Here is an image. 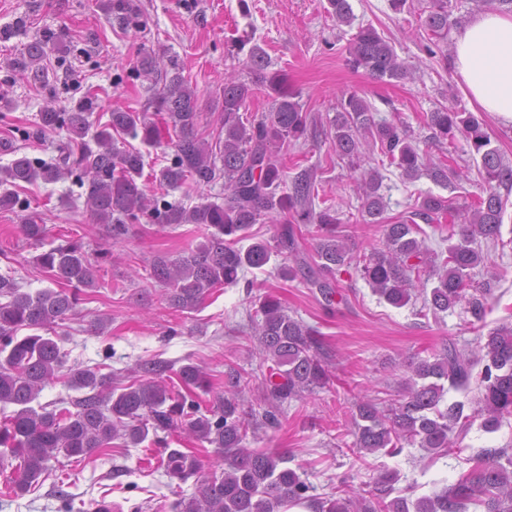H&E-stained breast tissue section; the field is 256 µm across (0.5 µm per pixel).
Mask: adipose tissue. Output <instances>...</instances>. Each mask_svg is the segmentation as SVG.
<instances>
[{"label": "adipose tissue", "mask_w": 512, "mask_h": 512, "mask_svg": "<svg viewBox=\"0 0 512 512\" xmlns=\"http://www.w3.org/2000/svg\"><path fill=\"white\" fill-rule=\"evenodd\" d=\"M453 66L466 94L512 124V17L487 11L455 38Z\"/></svg>", "instance_id": "ef3b65f1"}]
</instances>
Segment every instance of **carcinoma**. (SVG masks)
I'll return each instance as SVG.
<instances>
[{"label": "carcinoma", "mask_w": 512, "mask_h": 512, "mask_svg": "<svg viewBox=\"0 0 512 512\" xmlns=\"http://www.w3.org/2000/svg\"><path fill=\"white\" fill-rule=\"evenodd\" d=\"M339 25H351L349 0H328ZM454 0H428L421 19L435 38L438 50H429L448 64L439 42H448ZM66 30L47 28L27 43L16 61L21 72L37 71L49 51L64 47ZM347 65L362 69L381 82L408 78L409 67L371 25L358 27L347 47ZM249 64L273 100L272 110L260 117H246L252 84L234 77L224 80L221 93V133L210 140L200 132L203 120L196 90L177 64L162 65L152 51L143 50L136 70L149 81L145 109H114L104 123L91 120L98 93L87 90L69 112L46 106L39 112V128L67 132L69 142L58 146L57 158L38 162L20 155L0 168V209L23 208L18 190L25 184L57 183L76 175L84 188L85 206L93 223L112 228V243L126 232V225L146 219L150 224H195L203 237L177 259L156 255L146 270L149 278L166 288L168 306L193 311L218 288L236 286L249 269H260L274 252L293 261L278 269L285 281L300 279L319 294L326 309L345 302L336 276L353 268L388 303L403 307L422 300L420 315L438 316L463 303L473 323L486 314L491 289L468 294L471 270L485 261L474 247L478 238L499 240L505 200L512 192V165L505 163L481 119L471 112L441 106L427 113L431 139L440 144L461 136L472 155L479 157L481 193L469 203L433 193L420 195L413 210L396 221L385 217L386 202L380 193L382 176L372 170L358 179L362 195L361 218L382 225V243L370 252L355 253L349 239L339 234L343 223L327 200L320 199L319 182L309 169L297 172L288 185L278 150L307 140L316 122L303 110L300 95L288 84V75L266 72L262 52L253 49ZM336 157L349 169L360 168L365 152L375 151L388 165L408 179L422 170L444 187L463 173L445 159H432L409 141L400 121L378 120L368 102L356 93L337 100L330 120ZM130 134L146 147L167 140L175 152L171 164L153 172L161 189L185 184L208 187L224 179V203L186 207L147 192L140 182L144 171L141 152L119 145L117 135ZM91 137L92 144L84 142ZM269 219L275 224L273 242L256 241L247 247L252 225ZM427 224L448 222L458 240L445 251L428 247L417 220ZM20 232L39 242L45 227L32 215L22 217ZM309 247L302 246L303 233ZM37 265L55 284L35 294L0 276V468H10L8 492L22 497L41 485L59 457L86 459L122 439L136 448L146 441L167 445L179 432L213 447L214 464L205 468L193 452L173 448L161 460L165 474L181 483L194 479V491L181 496L174 512H287L306 505L315 512H512V450L486 448L473 467L456 483L431 496L411 499L394 495L396 474L377 468L372 485L359 496L350 495L346 482L324 496L312 494L313 486L301 466H289L286 450L252 448L250 441L263 427L280 425L284 403L324 389L330 370L319 331L289 315L281 302L269 295L258 301L254 332L259 354L266 363L261 381L266 409L257 415L241 407L240 393L250 379L238 370L229 373L234 392L216 396L202 407L196 390H207L204 371L188 363L175 371L180 389L164 379L134 378L124 385H110L101 367H66L65 354L56 341V329L77 315L85 290L96 287L97 265L82 245L66 240L35 257ZM436 284L427 288L430 280ZM20 329L33 333L18 337ZM482 366L473 379L476 366ZM405 393L394 403L362 401L352 412L354 447L369 454L394 455L402 443H419L438 456L465 436L475 420L487 432L512 417V323L485 336L477 349L446 345L429 358L408 361ZM64 380L72 390H88L82 397L40 403L47 385ZM454 391L474 393L476 407L465 413V402L446 401Z\"/></svg>", "instance_id": "obj_1"}]
</instances>
